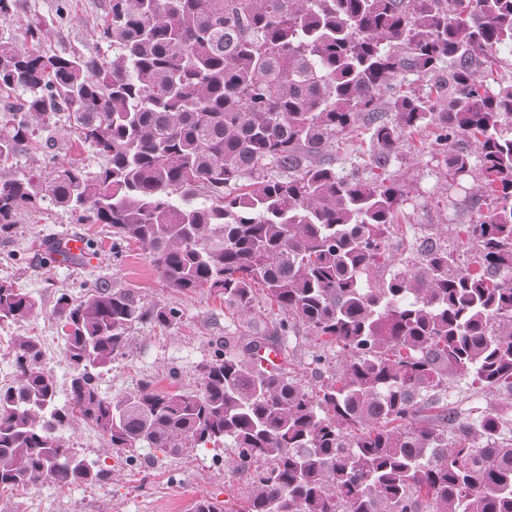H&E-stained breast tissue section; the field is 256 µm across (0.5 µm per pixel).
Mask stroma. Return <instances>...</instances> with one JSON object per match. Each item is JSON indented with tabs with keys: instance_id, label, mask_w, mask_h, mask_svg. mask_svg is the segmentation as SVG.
Segmentation results:
<instances>
[{
	"instance_id": "1",
	"label": "stroma",
	"mask_w": 512,
	"mask_h": 512,
	"mask_svg": "<svg viewBox=\"0 0 512 512\" xmlns=\"http://www.w3.org/2000/svg\"><path fill=\"white\" fill-rule=\"evenodd\" d=\"M103 5V0H69V20L61 25L55 15L57 0H20L8 26L21 49L26 46L28 24L38 17L46 25L47 50L58 54L91 51L98 46L95 26ZM54 160L75 163L91 173L103 164L77 131L55 118L38 125L35 140L14 159L13 169L37 174ZM390 173L407 190L390 239L395 258L412 256L428 236L456 242L458 226L466 217L454 205L468 196L472 181L448 175L431 130L407 136ZM64 234H81L91 241V263L73 269L46 262L40 253L43 243ZM0 279L13 281L38 302L36 313L25 322L0 327V369L12 366L14 337H40L44 363L56 381L61 404L67 400L71 377L54 312L61 294L78 298L92 282L104 281L112 288L134 291L144 305L162 303L180 312L175 329L143 324L129 330L125 355L96 377L101 393L110 398L122 396L142 381L159 390L199 388L200 363L211 357L224 334L235 330L224 315L223 299L205 288L188 294L166 288L159 270L137 243L117 240L107 225L77 223L69 211L45 201L23 213L9 237H0ZM287 346L290 374L310 390H318L321 380L312 355L320 347L319 340L300 325L289 335ZM64 435L79 456L107 471V480L65 487L44 483L3 495L0 512H193L195 502L203 498L236 502L252 482L251 472L234 470L230 462L233 448L220 443L169 457L154 448L130 454L118 451L83 420L74 421Z\"/></svg>"
}]
</instances>
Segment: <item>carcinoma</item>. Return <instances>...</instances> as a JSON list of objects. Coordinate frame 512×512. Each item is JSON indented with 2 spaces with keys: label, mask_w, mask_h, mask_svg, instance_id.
<instances>
[{
  "label": "carcinoma",
  "mask_w": 512,
  "mask_h": 512,
  "mask_svg": "<svg viewBox=\"0 0 512 512\" xmlns=\"http://www.w3.org/2000/svg\"><path fill=\"white\" fill-rule=\"evenodd\" d=\"M18 5L0 0V90L22 94L4 107L0 163L60 116L105 164L0 174V236L48 200L140 243L167 287L207 288L250 327L219 341L197 391L143 381L107 398L95 372L125 354L127 329H173L179 311L102 281L61 294L69 401L55 407L41 338L17 337L0 490L99 482L60 434L81 418L119 450L230 442L254 473L240 508L194 512H512V74L479 80L512 53V0H106L110 55L50 53L39 20L17 50ZM429 126L448 173L476 180L467 240L427 237L373 283L406 196L389 167ZM362 128L368 176L337 172ZM259 289L281 318L255 312ZM36 306L0 280V324ZM299 323L340 358L316 392L259 354L288 360ZM462 377L508 401L459 416L448 391Z\"/></svg>",
  "instance_id": "obj_1"
}]
</instances>
